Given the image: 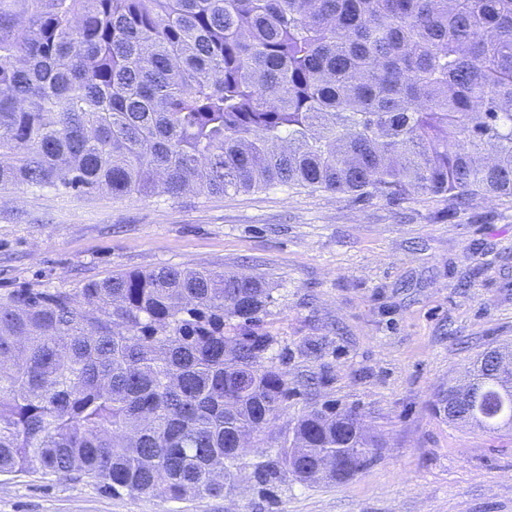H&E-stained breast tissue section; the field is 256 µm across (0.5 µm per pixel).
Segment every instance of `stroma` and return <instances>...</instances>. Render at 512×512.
<instances>
[{"label": "stroma", "instance_id": "stroma-1", "mask_svg": "<svg viewBox=\"0 0 512 512\" xmlns=\"http://www.w3.org/2000/svg\"><path fill=\"white\" fill-rule=\"evenodd\" d=\"M163 266L256 277L260 332L288 397L251 447L276 453L322 403L379 443L349 479L289 472L176 501L84 480L0 475V512H512V429L448 422L438 401L488 345L512 343V196L461 205L273 186L112 196L0 186V294L72 291Z\"/></svg>", "mask_w": 512, "mask_h": 512}]
</instances>
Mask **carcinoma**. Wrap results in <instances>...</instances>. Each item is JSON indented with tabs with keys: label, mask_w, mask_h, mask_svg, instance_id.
<instances>
[{
	"label": "carcinoma",
	"mask_w": 512,
	"mask_h": 512,
	"mask_svg": "<svg viewBox=\"0 0 512 512\" xmlns=\"http://www.w3.org/2000/svg\"><path fill=\"white\" fill-rule=\"evenodd\" d=\"M0 22V184L114 196L273 185L360 199L512 195V0H15ZM255 277L192 268L0 295V474L114 495L233 492L311 456L358 471L354 410L313 407L274 461L234 446L287 395L256 327ZM239 319L224 335V321ZM465 386L497 411L494 363Z\"/></svg>",
	"instance_id": "1"
}]
</instances>
